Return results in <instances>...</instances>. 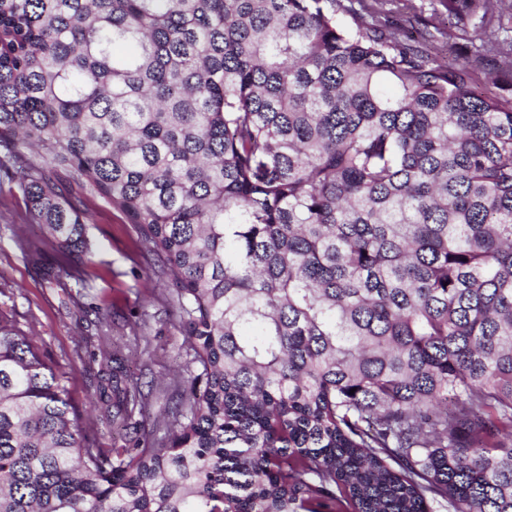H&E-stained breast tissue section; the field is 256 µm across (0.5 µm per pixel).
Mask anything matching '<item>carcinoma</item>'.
<instances>
[{"instance_id":"1","label":"carcinoma","mask_w":512,"mask_h":512,"mask_svg":"<svg viewBox=\"0 0 512 512\" xmlns=\"http://www.w3.org/2000/svg\"><path fill=\"white\" fill-rule=\"evenodd\" d=\"M351 2L0 0V178L60 260L19 248L73 298L53 175L84 183L169 269L196 368L169 446L103 448L0 312V512H512V91ZM441 4L498 55L512 0Z\"/></svg>"}]
</instances>
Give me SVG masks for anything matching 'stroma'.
<instances>
[{
    "instance_id": "1",
    "label": "stroma",
    "mask_w": 512,
    "mask_h": 512,
    "mask_svg": "<svg viewBox=\"0 0 512 512\" xmlns=\"http://www.w3.org/2000/svg\"><path fill=\"white\" fill-rule=\"evenodd\" d=\"M393 26L427 46L440 63H464L476 50L460 52L454 38L442 34L443 8L439 0H402L389 14ZM88 232L93 244L87 269L91 286L79 303L50 287L39 270L19 251L26 240L46 259L56 252L42 225L31 223L21 197L0 186V310L10 311L31 333L47 358L69 378L73 404L83 414V426L105 448L127 445L126 432L107 427L89 406L97 399L98 360L104 349L120 347L129 374L150 391L153 431L143 446L169 444L166 424L186 388L176 372L190 358L179 311L169 295L170 277L148 252L133 225L99 199L87 202ZM106 304L112 312V331L92 327L94 306Z\"/></svg>"
}]
</instances>
